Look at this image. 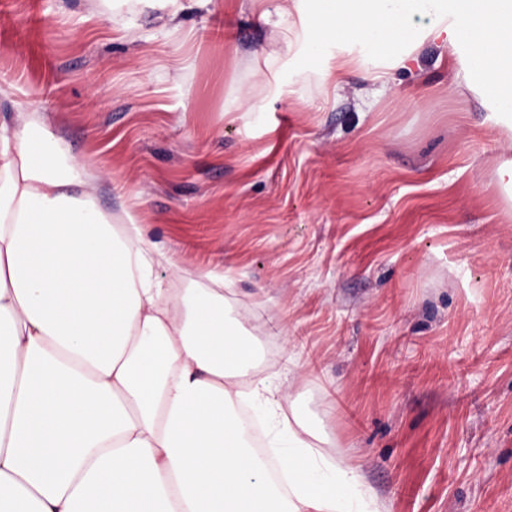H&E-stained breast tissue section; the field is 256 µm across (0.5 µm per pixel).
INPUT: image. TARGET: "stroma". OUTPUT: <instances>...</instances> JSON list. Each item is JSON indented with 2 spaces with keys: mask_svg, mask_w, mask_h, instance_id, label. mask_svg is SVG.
Instances as JSON below:
<instances>
[{
  "mask_svg": "<svg viewBox=\"0 0 512 512\" xmlns=\"http://www.w3.org/2000/svg\"><path fill=\"white\" fill-rule=\"evenodd\" d=\"M0 0V80L224 306L387 512H512V159L427 45L377 97L370 60L285 48L252 0ZM136 26L129 42L123 28ZM13 101L0 122L13 125ZM183 1L185 0H162L163 8L166 10L162 24V33L171 35L182 27V18L185 10L188 8Z\"/></svg>",
  "mask_w": 512,
  "mask_h": 512,
  "instance_id": "obj_1",
  "label": "stroma"
}]
</instances>
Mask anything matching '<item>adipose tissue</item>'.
Wrapping results in <instances>:
<instances>
[{
	"instance_id": "adipose-tissue-1",
	"label": "adipose tissue",
	"mask_w": 512,
	"mask_h": 512,
	"mask_svg": "<svg viewBox=\"0 0 512 512\" xmlns=\"http://www.w3.org/2000/svg\"><path fill=\"white\" fill-rule=\"evenodd\" d=\"M307 33L343 41L336 71L380 54L372 84L441 58L487 97L512 138V0H316ZM0 123V512H386L326 450L321 426L256 378L258 352L224 310L223 278L179 277L134 216L113 223L97 187L35 115ZM276 433L260 457L238 415Z\"/></svg>"
}]
</instances>
